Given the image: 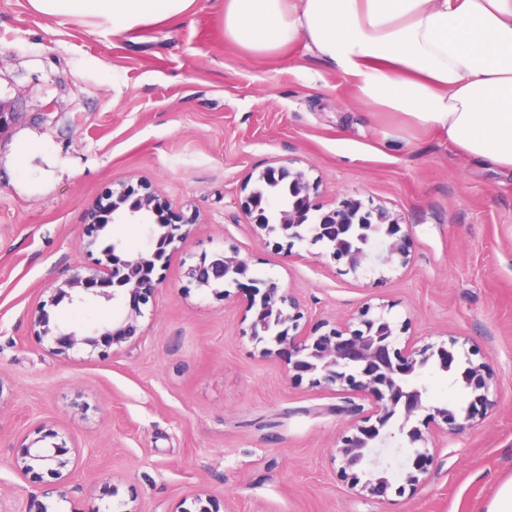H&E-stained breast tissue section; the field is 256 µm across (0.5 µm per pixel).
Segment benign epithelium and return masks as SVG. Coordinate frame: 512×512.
Returning <instances> with one entry per match:
<instances>
[{"mask_svg": "<svg viewBox=\"0 0 512 512\" xmlns=\"http://www.w3.org/2000/svg\"><path fill=\"white\" fill-rule=\"evenodd\" d=\"M316 192L317 182L305 170L288 165L270 167L256 176L241 210L258 236L279 237L289 246L296 241L319 244L354 273L368 264H409V234L401 232L397 215L385 208L366 209L360 200L348 197L312 222ZM108 207L112 223L148 227L147 248L120 255L114 244L94 263L70 267L53 278L51 295L33 314V325L38 327L37 336L49 343V351L65 359L74 349L93 352L101 345L120 349L141 335L143 307L163 280L155 275L156 269L165 268L166 247L182 235L180 224L162 226L164 201L147 186L141 193L129 187L112 192ZM186 277L195 288L219 300L228 298L231 286L248 291V310L252 311L249 336L259 346L260 357L284 361L293 377L307 375L314 385H345L369 403L367 410L356 408L361 417L353 423V433L335 448L333 460L351 487L373 498L386 499L392 487L383 459L389 444L405 436L416 448L405 473V483L416 488L425 482L434 461L436 436L466 432L495 405L490 399L493 373L489 363L469 358L460 376L452 377V383L469 392L467 407L427 406L421 370L434 357L440 371L453 373L464 343L452 338L417 348L408 339L401 348L399 335L406 324H397L383 306L375 313L366 308L322 334H307L299 330L301 312L296 295L271 277L249 276V265L236 250L202 256L189 266ZM64 301L110 304L117 316L90 333L63 327L51 322L46 306L56 307ZM422 411L426 412L424 418L411 424ZM57 436L43 426L29 433L13 467L18 474L34 479L41 478L39 469H47L52 481L42 495L63 499L70 493L75 458L67 456L63 444L42 445ZM193 504V512H220V500L205 491L193 495Z\"/></svg>", "mask_w": 512, "mask_h": 512, "instance_id": "7a95c632", "label": "benign epithelium"}]
</instances>
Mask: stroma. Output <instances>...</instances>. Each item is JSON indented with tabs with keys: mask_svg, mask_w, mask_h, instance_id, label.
<instances>
[{
	"mask_svg": "<svg viewBox=\"0 0 512 512\" xmlns=\"http://www.w3.org/2000/svg\"><path fill=\"white\" fill-rule=\"evenodd\" d=\"M224 0L121 38L29 0H0V512L38 483L12 468L44 425L78 446L73 501L52 512H179L205 489L226 512H485L512 478V172L459 154L441 133L366 106L304 42L257 56L224 36ZM320 181L322 210L351 196L399 213L408 266L351 272L317 245L256 236L244 185L284 164ZM148 185L172 223L197 214L141 320L99 356L52 355L31 323L51 275L87 264V213ZM239 251L302 304L300 328L387 304L417 345L465 339L488 361L494 410L441 436L426 482L404 488L407 444L386 449L393 489L352 490L332 461L361 399L289 377L245 336V291L218 300L185 272Z\"/></svg>",
	"mask_w": 512,
	"mask_h": 512,
	"instance_id": "35a3bbf8",
	"label": "stroma"
}]
</instances>
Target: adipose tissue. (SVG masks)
Masks as SVG:
<instances>
[{
	"label": "adipose tissue",
	"instance_id": "adipose-tissue-1",
	"mask_svg": "<svg viewBox=\"0 0 512 512\" xmlns=\"http://www.w3.org/2000/svg\"><path fill=\"white\" fill-rule=\"evenodd\" d=\"M196 0H30L119 38ZM224 35L268 55L305 41L368 106L444 134L465 157L512 169V0H224Z\"/></svg>",
	"mask_w": 512,
	"mask_h": 512
}]
</instances>
